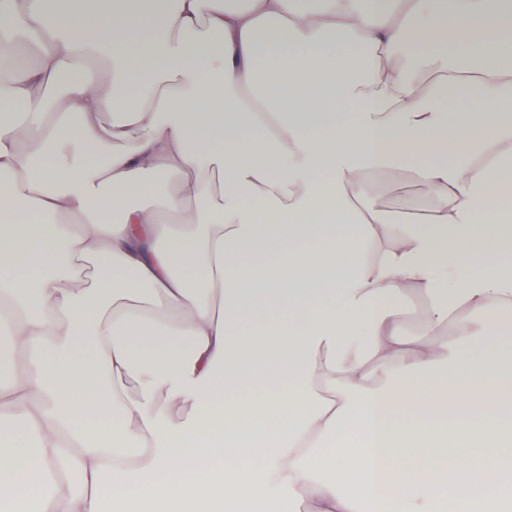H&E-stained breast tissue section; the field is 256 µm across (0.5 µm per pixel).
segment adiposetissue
<instances>
[{"label": "adipose tissue", "instance_id": "obj_1", "mask_svg": "<svg viewBox=\"0 0 512 512\" xmlns=\"http://www.w3.org/2000/svg\"><path fill=\"white\" fill-rule=\"evenodd\" d=\"M511 8L0 0V512L506 499ZM374 189L381 204L391 211H397L406 197L421 192L419 185L403 169H393L381 175ZM426 303L417 297L406 299L401 305V312L404 318L405 331L413 335L417 325L422 321L425 312Z\"/></svg>", "mask_w": 512, "mask_h": 512}]
</instances>
